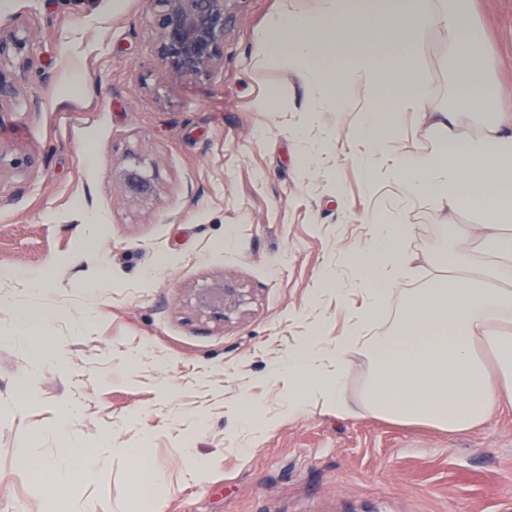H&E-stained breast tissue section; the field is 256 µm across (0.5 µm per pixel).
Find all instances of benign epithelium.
Returning a JSON list of instances; mask_svg holds the SVG:
<instances>
[{
    "instance_id": "1",
    "label": "benign epithelium",
    "mask_w": 512,
    "mask_h": 512,
    "mask_svg": "<svg viewBox=\"0 0 512 512\" xmlns=\"http://www.w3.org/2000/svg\"><path fill=\"white\" fill-rule=\"evenodd\" d=\"M231 0H154L155 55L165 77L194 80L209 77L224 67V36ZM8 59L12 67L0 66V103L14 98L26 74L34 67V56L28 40L11 28L0 26V60ZM112 178L126 197L140 199L157 193L153 176L139 164L118 163ZM235 289L221 281L199 295L205 308L224 315L225 301Z\"/></svg>"
}]
</instances>
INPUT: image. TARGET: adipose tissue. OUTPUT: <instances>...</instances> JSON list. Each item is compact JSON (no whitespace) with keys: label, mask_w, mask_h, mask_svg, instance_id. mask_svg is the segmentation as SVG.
I'll use <instances>...</instances> for the list:
<instances>
[{"label":"adipose tissue","mask_w":512,"mask_h":512,"mask_svg":"<svg viewBox=\"0 0 512 512\" xmlns=\"http://www.w3.org/2000/svg\"><path fill=\"white\" fill-rule=\"evenodd\" d=\"M468 2L320 0L315 11L285 7L268 21L259 61H288L307 78V103L338 112L352 111V90H363L366 104L349 137L351 153L378 157L374 180L399 184L451 220L454 240L440 259L442 273L404 298L391 329L364 336L363 326L384 322L400 274L416 261L402 246L413 233L402 212L365 215L369 238L357 267L366 288L353 332L313 336L289 353L279 370L288 379L289 414L314 399L342 418L379 417L458 433L492 420L502 393L512 394V113L497 109L503 91L488 86L484 39ZM431 28L447 38L453 108L427 107L431 89L421 75L419 47ZM463 111L479 120L477 134L462 132ZM410 120L440 141V153L385 156L386 139ZM357 345L371 360L372 375L354 406L346 378ZM72 416V406L60 403L55 459L32 452L17 464L20 477L44 490L46 512H58L62 491L108 468L116 453L137 476L162 482L142 448L108 445L77 454Z\"/></svg>","instance_id":"adipose-tissue-1"}]
</instances>
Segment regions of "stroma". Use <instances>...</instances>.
Masks as SVG:
<instances>
[{"instance_id":"1","label":"stroma","mask_w":512,"mask_h":512,"mask_svg":"<svg viewBox=\"0 0 512 512\" xmlns=\"http://www.w3.org/2000/svg\"><path fill=\"white\" fill-rule=\"evenodd\" d=\"M284 3L319 0H232L223 69L176 82L156 62L151 0H0V23L37 62L0 104V272L48 273L55 311L17 342L28 290L0 279V512H43L16 463L29 448L55 457L53 408L66 399L83 450L147 446L164 512H512L511 405L458 434L341 418L314 400L283 413L274 367L305 336L347 334L363 304L353 258L365 213L401 210L415 229L401 294L446 250L442 218L398 185L369 186L368 164L349 156L360 113L306 117L299 73L256 64ZM475 18L493 83L511 87L512 0H477ZM420 62L431 107H447L439 30ZM440 149L411 122L384 144ZM135 161L155 196L129 199L113 181V166ZM221 280L235 296L219 316L199 295ZM35 342L65 359L30 381ZM139 487L116 456L64 499L69 512H142Z\"/></svg>"}]
</instances>
